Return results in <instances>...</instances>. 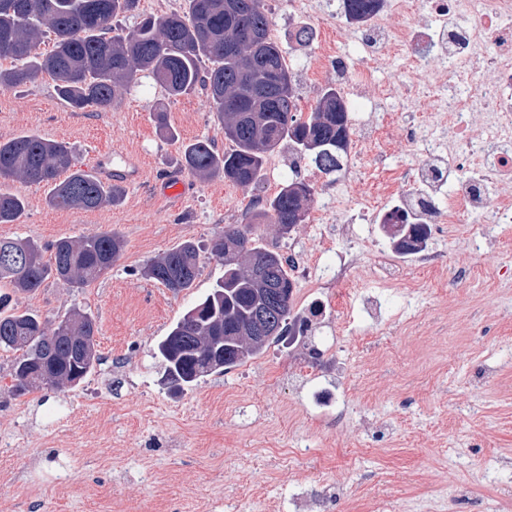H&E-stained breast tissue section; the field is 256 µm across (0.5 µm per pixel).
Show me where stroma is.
<instances>
[{
  "label": "stroma",
  "instance_id": "1",
  "mask_svg": "<svg viewBox=\"0 0 512 512\" xmlns=\"http://www.w3.org/2000/svg\"><path fill=\"white\" fill-rule=\"evenodd\" d=\"M290 2L265 0L299 109L311 112L326 85L346 89L353 137L371 136L369 153L409 172L417 155L400 116L437 117L434 98L414 93L400 59L355 92L334 67L310 74L325 34L351 67L368 66L370 53L329 15L311 20L312 46L298 45ZM159 109L174 135L158 128ZM18 135L64 143L86 172L102 154L131 155L140 175L118 203L89 211L49 207L43 184L0 182L26 201L19 223L0 224V239L46 246L112 232L125 242L97 280L72 288L51 279L13 298L17 311L51 321L91 314L100 361L79 386L18 397L15 355L0 351V512H512V224L487 233L471 220L435 225L441 267L405 258L401 282L384 288L372 268L389 230L364 218L371 177L360 175L342 188L348 214L296 225L286 238L261 226L283 255L292 245L333 264L356 254L345 304L297 282L295 312L318 313L307 335L176 392L153 348L223 277L210 248L225 225L248 223L288 177L321 189L328 175L284 147L255 184L198 180L191 194L165 195L185 174L183 145L231 144L204 90L173 98L145 75L106 110L71 108L46 75L0 87V139ZM185 241L204 248L192 288L176 294L144 277L149 260ZM368 298L381 302V317L368 315Z\"/></svg>",
  "mask_w": 512,
  "mask_h": 512
}]
</instances>
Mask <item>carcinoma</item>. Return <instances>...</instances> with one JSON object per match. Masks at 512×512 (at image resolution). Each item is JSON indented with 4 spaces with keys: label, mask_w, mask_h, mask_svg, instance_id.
<instances>
[{
    "label": "carcinoma",
    "mask_w": 512,
    "mask_h": 512,
    "mask_svg": "<svg viewBox=\"0 0 512 512\" xmlns=\"http://www.w3.org/2000/svg\"><path fill=\"white\" fill-rule=\"evenodd\" d=\"M139 0H0V60L18 65L0 70V86L23 85L41 74L56 82L59 97L75 109H107L150 73L175 97L202 87L224 137L233 148L219 153L208 139L182 147L181 166L202 181L222 177L240 187L255 183L267 157L287 143L309 156L323 174L340 173L352 134L351 106L341 88L322 89L315 108L303 116L297 108L292 72L270 37L271 17L262 0H188L184 13L147 16L133 30L118 17ZM382 0H339L341 16L361 22ZM54 34L52 50L39 45ZM211 67L201 68L202 59ZM50 184L48 204L55 209L94 210L118 200V192L75 168L68 147L37 136L0 140V179ZM312 184L291 178L258 216L279 225L283 235L296 212L313 196ZM24 199L0 189V224H15ZM396 250L410 253L426 241L425 225L396 224ZM124 241L109 232L62 238L44 248L30 239L0 240V350L17 353L11 368L20 395L57 386L78 385L99 361L95 319L72 311L54 323L24 312H5L13 293H31L50 279L72 287L98 279L112 268ZM201 247L186 241L151 260L146 278L174 293L191 287L200 272ZM211 254L224 262V279L189 309L154 348L164 379L178 390L191 388L224 369L263 352L267 343L245 344L242 330L253 321L266 295L283 298L273 318L276 338L303 324L293 312L295 281L283 256L268 248L251 224H227ZM257 263L250 271L248 264Z\"/></svg>",
    "instance_id": "carcinoma-1"
}]
</instances>
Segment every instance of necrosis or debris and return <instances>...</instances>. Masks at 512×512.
<instances>
[{"label":"necrosis or debris","instance_id":"4bbe7bcc","mask_svg":"<svg viewBox=\"0 0 512 512\" xmlns=\"http://www.w3.org/2000/svg\"><path fill=\"white\" fill-rule=\"evenodd\" d=\"M422 9L420 28L387 25L388 12ZM374 66L401 56L414 64V84L438 92L448 133H421L413 168L415 190L388 209V223L401 212L429 224H457L463 215L512 223V0H386L366 24ZM481 114L491 134L474 145L468 118Z\"/></svg>","mask_w":512,"mask_h":512}]
</instances>
